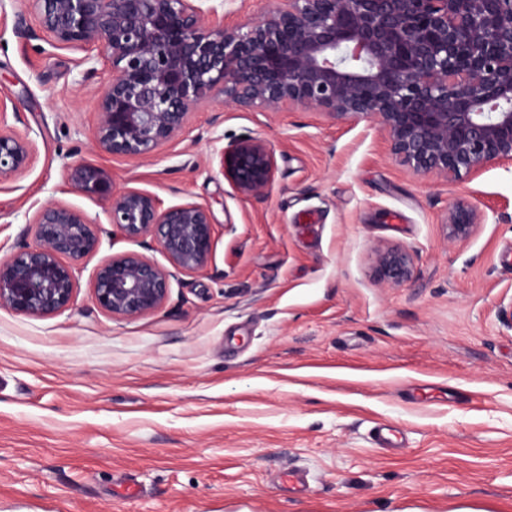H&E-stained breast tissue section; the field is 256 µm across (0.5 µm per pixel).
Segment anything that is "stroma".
<instances>
[{"label":"stroma","mask_w":512,"mask_h":512,"mask_svg":"<svg viewBox=\"0 0 512 512\" xmlns=\"http://www.w3.org/2000/svg\"><path fill=\"white\" fill-rule=\"evenodd\" d=\"M111 79L53 45L33 0H0V128L36 147L0 181V259L33 243L26 224L50 202L101 228L66 311L0 308V512H512V271L498 261L512 165L417 177L371 120L243 111L218 90L182 137L114 156L94 142ZM245 136L275 153L263 198L219 171ZM79 162L162 205L211 207L208 266L174 273L159 310L98 308L103 259H167L74 188ZM457 203L485 220L451 241ZM392 245L414 257L398 288L372 273ZM381 422L401 447L376 446Z\"/></svg>","instance_id":"stroma-1"}]
</instances>
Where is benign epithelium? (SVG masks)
Segmentation results:
<instances>
[{"mask_svg": "<svg viewBox=\"0 0 512 512\" xmlns=\"http://www.w3.org/2000/svg\"><path fill=\"white\" fill-rule=\"evenodd\" d=\"M56 45L96 51L112 67L99 102L97 147L148 155L185 131L190 114L219 89L246 110L301 108L333 119L374 120L395 160L415 176L446 181L512 162V0H275L247 24H216L205 0H34ZM34 145L0 130V180L25 171ZM274 150L258 137L222 149L220 171L238 193L265 197ZM68 178L109 203L108 219L129 239L150 237L167 269L135 252L95 269L97 306L137 318L160 309L172 270L211 260L214 217L201 204L161 207L150 192L118 189L101 168L76 163ZM484 216L448 210L446 234L469 237ZM35 243L0 260V308L32 316L67 310L78 264L100 245L98 225L63 204L28 222ZM375 274L390 287L412 276L403 246L376 250Z\"/></svg>", "mask_w": 512, "mask_h": 512, "instance_id": "1", "label": "benign epithelium"}]
</instances>
